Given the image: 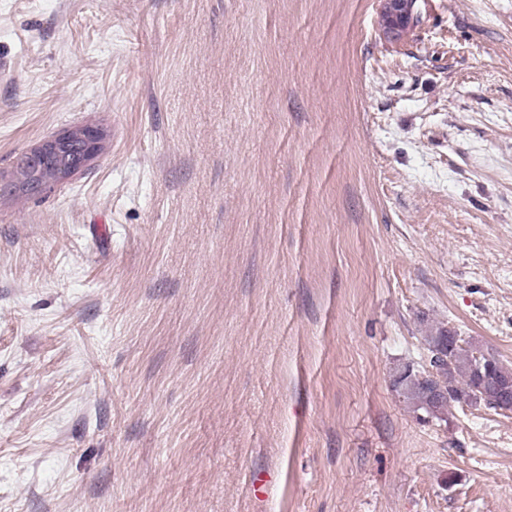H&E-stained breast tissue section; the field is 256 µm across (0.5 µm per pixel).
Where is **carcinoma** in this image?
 <instances>
[{"label": "carcinoma", "instance_id": "cac0c4a2", "mask_svg": "<svg viewBox=\"0 0 512 512\" xmlns=\"http://www.w3.org/2000/svg\"><path fill=\"white\" fill-rule=\"evenodd\" d=\"M425 346L429 366H437V374L412 362L397 365L393 374V387L414 411L439 421L446 419L453 403L478 401L488 409L512 411V390H500L503 379H512V368L491 354H474L461 345L456 331L445 326L432 328L425 336ZM438 387L446 393L440 402L433 399Z\"/></svg>", "mask_w": 512, "mask_h": 512}]
</instances>
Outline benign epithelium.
<instances>
[{"instance_id":"obj_1","label":"benign epithelium","mask_w":512,"mask_h":512,"mask_svg":"<svg viewBox=\"0 0 512 512\" xmlns=\"http://www.w3.org/2000/svg\"><path fill=\"white\" fill-rule=\"evenodd\" d=\"M382 26L386 38L400 41L405 38L416 18L418 0H381ZM85 140L83 155L74 160L70 156L73 131L67 130L41 140L26 152L27 163L42 173L39 192H50L88 170L106 148L108 133L98 126L79 129Z\"/></svg>"}]
</instances>
